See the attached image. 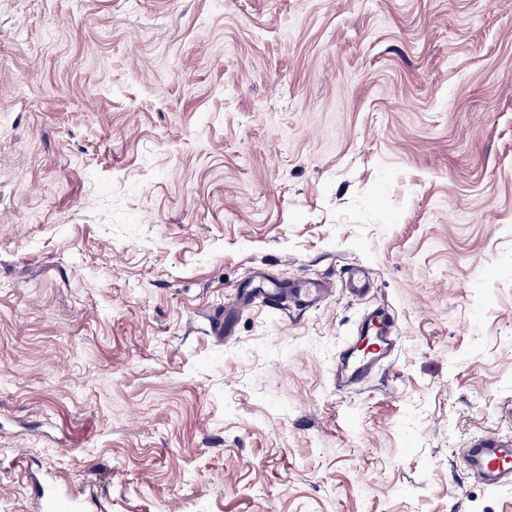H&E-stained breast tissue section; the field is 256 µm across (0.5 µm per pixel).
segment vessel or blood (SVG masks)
<instances>
[{
    "instance_id": "vessel-or-blood-1",
    "label": "vessel or blood",
    "mask_w": 512,
    "mask_h": 512,
    "mask_svg": "<svg viewBox=\"0 0 512 512\" xmlns=\"http://www.w3.org/2000/svg\"><path fill=\"white\" fill-rule=\"evenodd\" d=\"M331 293L329 283L319 279L300 278L289 284L273 283L272 287L248 288L225 303L224 315L215 328L224 336L234 334L231 318L248 301L261 300L271 305L286 303L307 310L326 303ZM400 340L398 321L390 309L375 308L356 338L346 344L336 359V388L348 392L360 384L378 365L388 360ZM463 468L476 480L494 486L512 482V438L496 433L474 436L461 457Z\"/></svg>"
}]
</instances>
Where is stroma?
<instances>
[{"label": "stroma", "instance_id": "obj_1", "mask_svg": "<svg viewBox=\"0 0 512 512\" xmlns=\"http://www.w3.org/2000/svg\"><path fill=\"white\" fill-rule=\"evenodd\" d=\"M258 271L335 292L212 331ZM495 429L512 0H0V512H512ZM399 340L398 321L393 312L384 307L375 308L356 338L337 356L334 373L337 391L349 392L360 384L394 354ZM463 468L489 486L512 482V438L497 433L474 436L464 448Z\"/></svg>", "mask_w": 512, "mask_h": 512}]
</instances>
